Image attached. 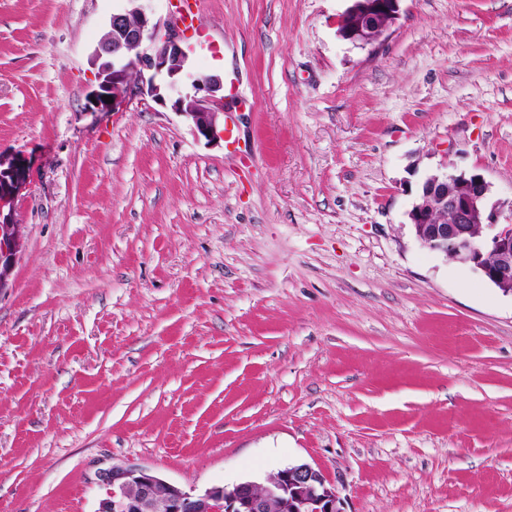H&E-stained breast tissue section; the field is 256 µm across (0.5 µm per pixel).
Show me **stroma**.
Wrapping results in <instances>:
<instances>
[{
    "label": "stroma",
    "instance_id": "35a3bbf8",
    "mask_svg": "<svg viewBox=\"0 0 512 512\" xmlns=\"http://www.w3.org/2000/svg\"><path fill=\"white\" fill-rule=\"evenodd\" d=\"M238 148L93 112L124 0H0V512H96L113 466L203 490L306 462L342 512H512V294L407 222L435 171L512 202V0H198ZM343 14L339 34L356 45L377 40L392 25L399 13L400 0H350ZM0 291L6 287L8 278L22 246L20 227L0 222Z\"/></svg>",
    "mask_w": 512,
    "mask_h": 512
}]
</instances>
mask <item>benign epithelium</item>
<instances>
[{"mask_svg": "<svg viewBox=\"0 0 512 512\" xmlns=\"http://www.w3.org/2000/svg\"><path fill=\"white\" fill-rule=\"evenodd\" d=\"M112 14L108 34L94 48L90 64L97 69V85L89 93L94 112H114L123 100L148 98L185 117L197 136L218 137L224 110V78L218 74L196 78L189 71L185 39L176 22L157 19L144 0H125ZM400 0H351L339 34L356 45L377 40L399 13ZM135 56H130V53ZM190 84L192 92L184 91ZM112 97L108 104L103 96ZM437 212L451 216L444 224ZM502 209L490 203L489 184L479 175L435 173L422 183L408 212L409 224L422 246L482 274L512 293V224L499 222ZM22 246L20 226L0 224V290ZM493 261H486L487 256ZM106 497L98 512H341L335 487L308 463L287 464L268 475L262 491L245 482L232 488L213 486L185 490L145 468L119 467L104 472Z\"/></svg>", "mask_w": 512, "mask_h": 512, "instance_id": "benign-epithelium-1", "label": "benign epithelium"}]
</instances>
